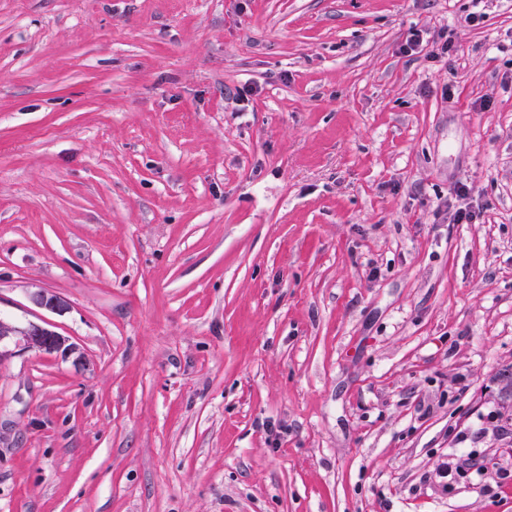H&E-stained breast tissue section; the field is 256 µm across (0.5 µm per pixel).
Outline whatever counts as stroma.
Here are the masks:
<instances>
[{"label": "stroma", "mask_w": 512, "mask_h": 512, "mask_svg": "<svg viewBox=\"0 0 512 512\" xmlns=\"http://www.w3.org/2000/svg\"><path fill=\"white\" fill-rule=\"evenodd\" d=\"M509 41L512 0H0V316L84 356L0 360V512H512ZM474 469L475 471H481L483 466L481 460L476 456H470L464 461L454 457L448 456V461H443L438 465V472L441 478L444 480V487L450 490L457 482V476L465 469Z\"/></svg>", "instance_id": "obj_1"}]
</instances>
